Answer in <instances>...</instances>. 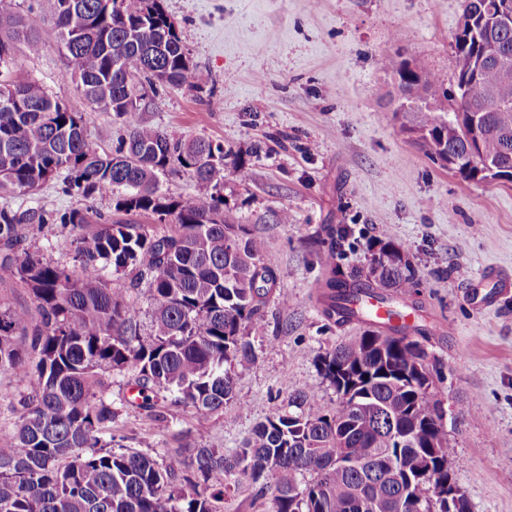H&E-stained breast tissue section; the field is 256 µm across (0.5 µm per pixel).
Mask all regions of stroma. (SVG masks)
<instances>
[{
	"label": "stroma",
	"instance_id": "35a3bbf8",
	"mask_svg": "<svg viewBox=\"0 0 512 512\" xmlns=\"http://www.w3.org/2000/svg\"><path fill=\"white\" fill-rule=\"evenodd\" d=\"M463 0H162L195 74L193 85L140 82L144 124L224 146L223 210L263 240L278 279L249 339L256 358L236 367L234 399L223 414L168 406L158 425L128 399L126 374L99 369V393L117 414L116 443L157 460L189 462L195 449L225 455L254 428L287 411L288 397L336 392L317 354L357 335L320 313L327 270L318 242L346 226L338 264L366 268L371 244L390 233L408 249L426 326V347L444 423L456 448L449 469L471 512H512V297L485 307L479 283L491 268L512 275V183L465 179L432 161L402 132L386 65L426 61L453 88L454 36ZM46 45L16 61L72 112L82 113L99 151H115L124 129L113 113L91 111L67 74L53 22ZM244 167L247 176L235 175ZM25 206L85 214L84 232L103 224H144L172 234L173 224L116 209L111 197L69 196L58 181ZM290 220H277L281 211ZM44 261L72 263V236L56 222L31 242Z\"/></svg>",
	"mask_w": 512,
	"mask_h": 512
}]
</instances>
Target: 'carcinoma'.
Masks as SVG:
<instances>
[{
    "label": "carcinoma",
    "mask_w": 512,
    "mask_h": 512,
    "mask_svg": "<svg viewBox=\"0 0 512 512\" xmlns=\"http://www.w3.org/2000/svg\"><path fill=\"white\" fill-rule=\"evenodd\" d=\"M0 0V195L22 197L54 178L83 197L122 190L115 207L166 219L173 235L141 224H103L82 232L85 216L61 217L74 239L73 267L48 263L25 247V226L45 224L34 207L0 205V270L19 278L37 302L39 324L25 309L0 308V374L26 382V413L0 435V512H222L207 493L215 480L247 481L269 496L268 512H448V437L434 378L423 365L426 329L377 322L356 306L361 295L386 304L417 286L407 250L389 233L371 245L365 273L336 265L344 230L322 241L329 276L322 315L338 326L364 324L358 335L318 355L315 365L336 392L328 405L314 391L291 395L293 410L257 425L233 456L197 448L184 476L180 461L158 462L139 451L101 444L112 428V403L97 396V370L132 373L141 402L158 424L171 402L222 413L233 399L234 368L252 362L249 330L259 325L277 277L264 241L224 219L208 192L224 180V147L183 141L140 119L135 78L193 85V71L175 25L159 0H40L24 14ZM54 21L67 72L92 108L121 120L128 137L111 154L89 142L84 116L69 111L14 62L45 46L41 29ZM456 52L481 56L485 43L455 36ZM492 59L479 75L457 57V107L423 60L414 69L392 63L397 111L419 102L407 131L441 163L445 153L475 150L495 174L512 177V112L496 96L512 95V29L497 32ZM482 113L480 133L469 113ZM179 167L203 191L175 200L158 174ZM135 271L145 284L151 331L140 332L141 308L104 270ZM310 475L300 483L298 477Z\"/></svg>",
    "instance_id": "carcinoma-1"
}]
</instances>
